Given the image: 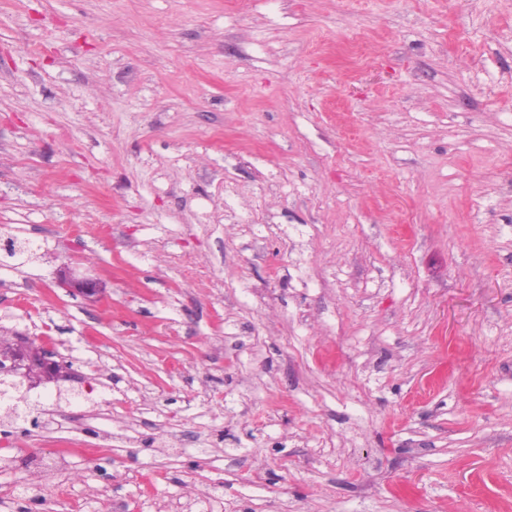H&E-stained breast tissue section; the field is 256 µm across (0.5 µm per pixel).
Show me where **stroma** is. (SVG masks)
<instances>
[{
    "instance_id": "obj_1",
    "label": "stroma",
    "mask_w": 512,
    "mask_h": 512,
    "mask_svg": "<svg viewBox=\"0 0 512 512\" xmlns=\"http://www.w3.org/2000/svg\"><path fill=\"white\" fill-rule=\"evenodd\" d=\"M2 224L0 331L76 379L0 409V512L512 489V0H0ZM57 283L61 288L79 292L88 299H99L104 293L102 282L93 278H76L67 264L60 267L57 272Z\"/></svg>"
}]
</instances>
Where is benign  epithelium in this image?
I'll return each instance as SVG.
<instances>
[{
    "mask_svg": "<svg viewBox=\"0 0 512 512\" xmlns=\"http://www.w3.org/2000/svg\"><path fill=\"white\" fill-rule=\"evenodd\" d=\"M60 287L75 291L89 299H99L104 293L102 282L93 278H76L68 265L64 264L57 272ZM29 341L25 335L14 333L12 346L0 350V373L15 376L26 382L28 389L34 390L50 383H59L69 374L68 369L50 360L46 353L28 352Z\"/></svg>",
    "mask_w": 512,
    "mask_h": 512,
    "instance_id": "benign-epithelium-1",
    "label": "benign epithelium"
}]
</instances>
